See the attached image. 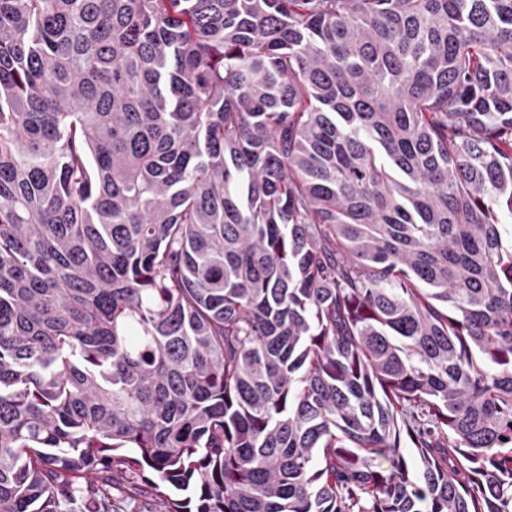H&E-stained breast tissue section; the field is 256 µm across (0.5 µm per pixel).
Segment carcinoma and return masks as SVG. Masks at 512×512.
<instances>
[{
	"label": "carcinoma",
	"instance_id": "obj_1",
	"mask_svg": "<svg viewBox=\"0 0 512 512\" xmlns=\"http://www.w3.org/2000/svg\"><path fill=\"white\" fill-rule=\"evenodd\" d=\"M142 484L512 512V0H0V512Z\"/></svg>",
	"mask_w": 512,
	"mask_h": 512
}]
</instances>
